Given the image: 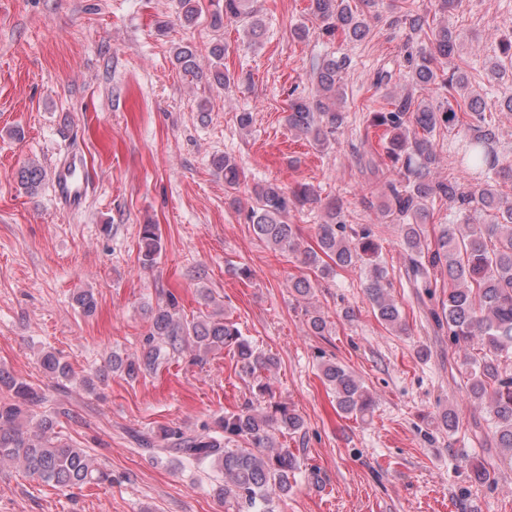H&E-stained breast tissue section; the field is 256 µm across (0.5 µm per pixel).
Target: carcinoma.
Listing matches in <instances>:
<instances>
[{
	"instance_id": "cac0c4a2",
	"label": "carcinoma",
	"mask_w": 512,
	"mask_h": 512,
	"mask_svg": "<svg viewBox=\"0 0 512 512\" xmlns=\"http://www.w3.org/2000/svg\"><path fill=\"white\" fill-rule=\"evenodd\" d=\"M180 18L186 25L197 22L203 12L202 0H178ZM312 12L322 22V34L340 32L350 42L362 40L368 26L365 10L375 0H362L363 8L350 0H310ZM212 25L229 21L242 26L254 39L264 31L263 20L254 8V0H210ZM401 21L417 33L428 26L423 14L408 11ZM461 34L441 26L432 31L430 43L420 46L416 55H408L415 84L422 91L439 83L453 91L467 87V78L454 68L448 77L438 70L453 57L460 46ZM211 55L216 60L213 81L219 86L230 83L229 75L219 67L224 60V45L215 44ZM175 63L188 82L203 78L196 55L188 45L176 48ZM347 55H326L312 64L314 92L308 97L288 101L285 121L295 131L319 147H327L344 132L347 113L343 73L350 66ZM468 112L472 122L464 123L459 113ZM371 124L390 133L380 160L373 156L360 162L378 179L384 180L385 215L400 222L401 241L406 254L407 275L413 287L432 297L437 287L434 271L448 272V290L443 292L441 310L430 311L435 326L448 330L454 343L477 340L485 356L469 373L468 390L472 397L485 401L496 420L500 447L512 453V370L500 366L498 356L512 349V200L501 197L494 184L512 183V162L497 149L498 134L485 113L471 102L440 103L436 106L417 101L413 94H395L391 109L374 112ZM461 128L459 163L473 175L469 187L437 175L439 155L434 133ZM215 171L224 175V186L237 190L246 181L245 172L226 154L212 157ZM42 168L31 162L17 174L19 185L33 193L43 181ZM448 199L457 204L453 220L440 225L434 246H429L424 226L433 217L434 201ZM254 205L249 218L257 237L285 252L300 251L299 228L288 223L291 209L317 204L320 198L307 185L291 190L276 183L253 189ZM317 249L305 250L304 264L324 274L328 258L343 268L367 262L371 269L365 284L366 297L385 325L400 326V310L390 297L387 269L377 262L378 244L372 230L364 228L346 234L344 202L337 198L326 205V220L317 225ZM140 254L151 265L162 252L159 229L155 224L140 228ZM81 313H96L93 291L81 289L74 294ZM179 302L171 296L165 304L148 309L149 327L140 354L112 355L94 373L77 376L72 367L55 352L46 351L40 366L57 383L76 381L93 392L96 383L111 374L135 381L155 372L169 359L192 345L205 353L226 349L242 370L255 377L256 396L270 393V386L256 373L275 365L274 357L253 347L235 323L217 313H202L187 321L178 316ZM321 380L332 392L336 411L343 416H364L371 412L369 392L345 367L328 360L321 365ZM47 393L25 379L0 369V464L16 463L34 481L61 488L98 485L112 476L97 466L86 451L67 441L56 431L60 410L38 414ZM303 427L301 416L284 403H269L261 412L248 404L236 413L216 417L197 432L180 428L163 430L161 439L141 435L139 445L158 455L176 454L192 464L208 463L224 474L217 486V497L224 501L225 512H274L273 499L286 496L296 484L297 459L293 451L276 442L275 433L292 434Z\"/></svg>"
}]
</instances>
